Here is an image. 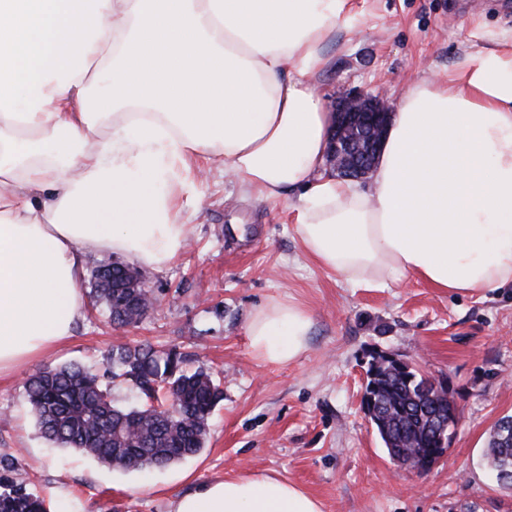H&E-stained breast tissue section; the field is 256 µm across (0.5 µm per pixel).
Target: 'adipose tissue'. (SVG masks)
I'll return each instance as SVG.
<instances>
[{"label": "adipose tissue", "mask_w": 512, "mask_h": 512, "mask_svg": "<svg viewBox=\"0 0 512 512\" xmlns=\"http://www.w3.org/2000/svg\"><path fill=\"white\" fill-rule=\"evenodd\" d=\"M352 0H0V373L85 318L88 253L151 269L189 240L202 162L291 209L301 246L356 287L512 286V37L402 97L367 188L325 174V48ZM310 315L259 307L262 361L308 348ZM172 512H322L269 475L215 480Z\"/></svg>", "instance_id": "ef3b65f1"}]
</instances>
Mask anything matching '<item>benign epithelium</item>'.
<instances>
[{"label":"benign epithelium","instance_id":"7a95c632","mask_svg":"<svg viewBox=\"0 0 512 512\" xmlns=\"http://www.w3.org/2000/svg\"><path fill=\"white\" fill-rule=\"evenodd\" d=\"M334 112L327 164L342 179H363L371 173L391 109L381 95L357 93L336 102Z\"/></svg>","mask_w":512,"mask_h":512}]
</instances>
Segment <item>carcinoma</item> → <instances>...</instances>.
Returning a JSON list of instances; mask_svg holds the SVG:
<instances>
[{
	"label": "carcinoma",
	"instance_id": "obj_1",
	"mask_svg": "<svg viewBox=\"0 0 512 512\" xmlns=\"http://www.w3.org/2000/svg\"><path fill=\"white\" fill-rule=\"evenodd\" d=\"M143 271L131 263L99 264L90 273V294L105 307L113 325L139 323L151 310ZM175 349L150 345H118L106 356L103 372L79 363L47 367L24 383L25 398L35 426L58 448L126 470L162 467L199 454L205 446L212 411L223 399L220 381L204 370L183 368ZM119 381L144 398L142 407L118 406L111 396ZM364 404L381 405L370 415L390 460L408 469L432 468L450 442V431L436 433L434 413L448 416L457 409L448 390L408 363L383 354L372 357L367 370ZM493 426L487 462L499 483L512 487V435L504 424ZM18 462L0 456V512H47L45 500L14 478Z\"/></svg>",
	"mask_w": 512,
	"mask_h": 512
}]
</instances>
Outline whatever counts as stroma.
<instances>
[{
	"instance_id": "stroma-1",
	"label": "stroma",
	"mask_w": 512,
	"mask_h": 512,
	"mask_svg": "<svg viewBox=\"0 0 512 512\" xmlns=\"http://www.w3.org/2000/svg\"><path fill=\"white\" fill-rule=\"evenodd\" d=\"M359 32L337 33L319 84L326 106L367 92L398 106L421 77L447 75L474 45L512 33V0H353ZM289 193L276 203L244 196L211 168L190 196V246L146 269L156 300L135 327L87 310L52 356L0 377V455L22 461L17 481L49 512H172L207 482L265 473L312 495L322 512H512L484 456L491 428L512 414V288L451 295L415 279L352 288L305 255ZM291 302L312 318L307 352L287 364L258 360L253 312ZM174 348L187 369L220 379L223 400L202 452L165 467L124 471L53 447L38 433L22 382L48 366L102 367L111 346ZM446 380L459 419L446 455L429 471L395 465L362 408L373 354Z\"/></svg>"
}]
</instances>
